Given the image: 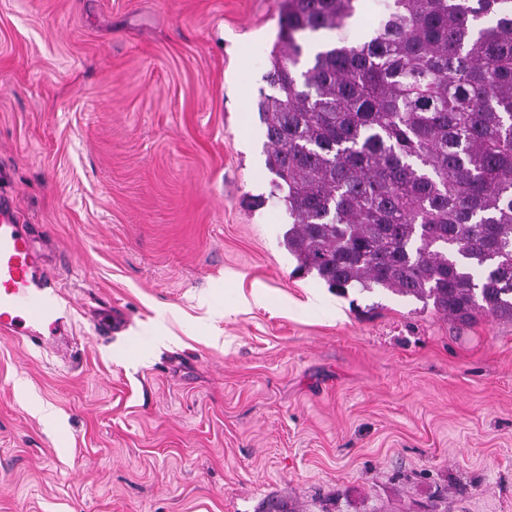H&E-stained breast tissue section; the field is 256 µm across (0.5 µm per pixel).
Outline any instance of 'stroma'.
Returning <instances> with one entry per match:
<instances>
[{"mask_svg":"<svg viewBox=\"0 0 512 512\" xmlns=\"http://www.w3.org/2000/svg\"><path fill=\"white\" fill-rule=\"evenodd\" d=\"M278 21L0 0V191L70 259L65 335L0 336V512H512V322L338 292L284 245Z\"/></svg>","mask_w":512,"mask_h":512,"instance_id":"1","label":"stroma"}]
</instances>
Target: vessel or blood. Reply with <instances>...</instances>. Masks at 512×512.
I'll return each instance as SVG.
<instances>
[{"instance_id":"vessel-or-blood-1","label":"vessel or blood","mask_w":512,"mask_h":512,"mask_svg":"<svg viewBox=\"0 0 512 512\" xmlns=\"http://www.w3.org/2000/svg\"><path fill=\"white\" fill-rule=\"evenodd\" d=\"M42 232L21 223L12 197L0 193V333L35 345L62 324L53 262L37 247Z\"/></svg>"}]
</instances>
